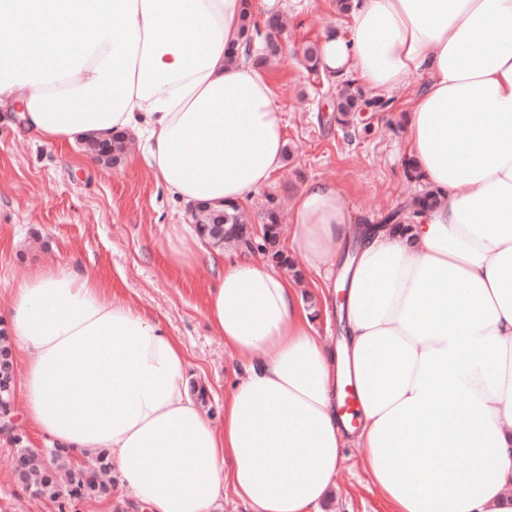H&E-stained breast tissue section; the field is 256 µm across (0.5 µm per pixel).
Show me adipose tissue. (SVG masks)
<instances>
[{
  "label": "adipose tissue",
  "instance_id": "obj_1",
  "mask_svg": "<svg viewBox=\"0 0 512 512\" xmlns=\"http://www.w3.org/2000/svg\"><path fill=\"white\" fill-rule=\"evenodd\" d=\"M242 10L0 0V36L24 32L0 48V105L50 142L139 132L179 204L253 202L288 138L270 77L228 56ZM348 16L323 32L320 68L405 97L407 156L438 202L358 227L334 182L297 190L287 247L322 300L342 284L338 347L278 268L169 225V269L208 267L203 313L244 359L218 425L180 342L98 275L42 266L12 290L28 421L76 466L107 450L140 512H215L225 491L250 512H325L352 444L388 512H512V0H351Z\"/></svg>",
  "mask_w": 512,
  "mask_h": 512
}]
</instances>
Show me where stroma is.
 <instances>
[{
	"instance_id": "35a3bbf8",
	"label": "stroma",
	"mask_w": 512,
	"mask_h": 512,
	"mask_svg": "<svg viewBox=\"0 0 512 512\" xmlns=\"http://www.w3.org/2000/svg\"><path fill=\"white\" fill-rule=\"evenodd\" d=\"M281 12L288 28L280 36L282 58L269 68L285 112L290 156L275 185L245 209L261 224L270 206L291 225L294 193L308 180L336 181L356 223L378 224L421 184L404 175L402 99L361 113L354 127L338 124L333 112L335 79L307 72L303 45L322 32L344 26L335 0H260L254 14L264 23ZM16 113L0 110V320H7L11 288L34 268L48 264L88 267L111 280L131 303L161 320L189 360V381L207 389L220 406L224 389L239 375V356L207 326L201 297L207 271L175 273L165 266V227L188 224L189 210L174 203L142 160L143 142L132 138L131 161L118 167H82L80 143L43 142L19 128ZM14 445L0 435V512H58V502L23 490L14 474ZM362 449L349 448L336 479L332 512H386L379 491L364 471Z\"/></svg>"
}]
</instances>
